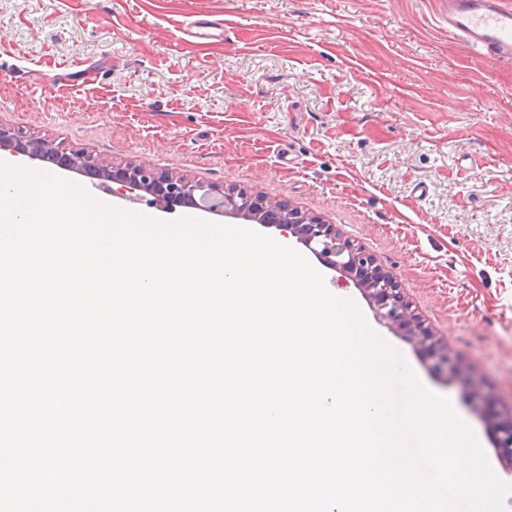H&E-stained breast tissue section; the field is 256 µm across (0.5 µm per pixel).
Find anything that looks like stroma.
I'll list each match as a JSON object with an SVG mask.
<instances>
[{"label":"stroma","mask_w":512,"mask_h":512,"mask_svg":"<svg viewBox=\"0 0 512 512\" xmlns=\"http://www.w3.org/2000/svg\"><path fill=\"white\" fill-rule=\"evenodd\" d=\"M446 3L0 0V126L332 225L472 372L433 371L329 269L328 290L451 401L512 483L473 399L482 385L512 413V63L451 36ZM200 14L232 26L184 37Z\"/></svg>","instance_id":"35a3bbf8"}]
</instances>
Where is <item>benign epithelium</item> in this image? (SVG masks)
Instances as JSON below:
<instances>
[{"label":"benign epithelium","mask_w":512,"mask_h":512,"mask_svg":"<svg viewBox=\"0 0 512 512\" xmlns=\"http://www.w3.org/2000/svg\"><path fill=\"white\" fill-rule=\"evenodd\" d=\"M33 161L50 162L61 170L93 175L100 187L117 184L124 190L140 191L153 198V204L172 211L177 206L191 207L199 200L215 199L221 203L217 212L268 227H276L296 238L319 255L332 269L357 282L371 303L376 317L401 332L432 360L433 368L448 372V351L435 347L408 302L404 300L395 278L376 264L370 253L340 239L336 231L315 217L285 206L280 200L249 196L234 189L221 190L183 177L157 173L146 167L108 166L93 154L66 150L34 135L0 127V149ZM489 431L503 461L512 467V416L487 417Z\"/></svg>","instance_id":"obj_1"}]
</instances>
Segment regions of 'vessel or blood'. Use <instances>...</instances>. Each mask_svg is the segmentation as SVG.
I'll use <instances>...</instances> for the list:
<instances>
[{
	"instance_id": "vessel-or-blood-1",
	"label": "vessel or blood",
	"mask_w": 512,
	"mask_h": 512,
	"mask_svg": "<svg viewBox=\"0 0 512 512\" xmlns=\"http://www.w3.org/2000/svg\"><path fill=\"white\" fill-rule=\"evenodd\" d=\"M446 19L460 41L512 63V0H448Z\"/></svg>"
}]
</instances>
